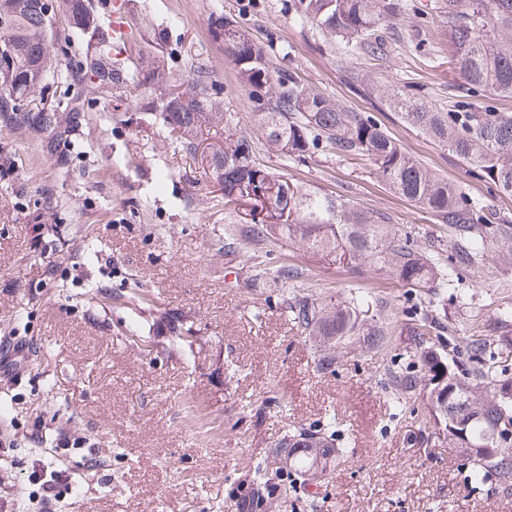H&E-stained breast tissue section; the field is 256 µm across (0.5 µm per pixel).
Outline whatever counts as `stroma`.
<instances>
[{
	"instance_id": "stroma-1",
	"label": "stroma",
	"mask_w": 512,
	"mask_h": 512,
	"mask_svg": "<svg viewBox=\"0 0 512 512\" xmlns=\"http://www.w3.org/2000/svg\"><path fill=\"white\" fill-rule=\"evenodd\" d=\"M141 34L165 29L175 59L199 55L214 69L240 125L261 140L236 68L209 36L218 15L233 16L265 42L269 59L293 69L343 105L375 117L404 148L447 178L478 206L512 220V196L499 192L447 146L406 125L371 84L452 104L458 74L440 0H404L386 23L384 51L352 55L312 24L297 20L298 0H129ZM85 121L66 166L43 153L38 138L0 133V345L25 344L20 367L0 371V502L42 512V468L60 473L63 502L50 512H242L250 477L246 459L264 456L290 425L336 416L344 457L302 488L273 496L268 512H512V492L494 482L471 485L450 449L421 445L414 418L428 394L391 418L390 373L407 363L411 344L390 337L382 350L356 341L334 372L286 312L285 288L271 279L282 264L307 273L306 284L331 303L364 287L391 305L403 289L385 274L337 264L334 257L268 241L225 248L234 217L199 156L175 149L152 116L126 125L109 96L80 87ZM270 162L289 180L388 213L421 246L448 229L420 206L392 194L369 161L328 148L305 160ZM51 197L49 210L39 207ZM97 257L76 258L81 235ZM58 238L56 251L44 240ZM160 310L199 327L194 359L165 353L167 323L143 324L159 350L143 358L124 342L138 316L127 298L133 283ZM101 297L88 301V290ZM448 303L457 329L512 341V322L490 325L512 309V283L463 281ZM239 373L226 379L224 368ZM283 394L286 407L275 404Z\"/></svg>"
}]
</instances>
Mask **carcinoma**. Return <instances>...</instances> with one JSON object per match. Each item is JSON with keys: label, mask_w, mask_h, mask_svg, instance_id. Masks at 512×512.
<instances>
[{"label": "carcinoma", "mask_w": 512, "mask_h": 512, "mask_svg": "<svg viewBox=\"0 0 512 512\" xmlns=\"http://www.w3.org/2000/svg\"><path fill=\"white\" fill-rule=\"evenodd\" d=\"M29 2L0 0V46L9 49L0 64L11 73L9 78L0 76V132L34 135L51 156L71 146L85 102L79 95L67 100L45 97L60 82L100 86L113 100L140 112L152 111L157 100L168 97L167 109L159 112L167 138L183 150L201 152L224 191V206L242 214L225 227L228 238L255 246L274 239L333 254L351 268L383 272L427 296L425 308L406 310L401 319L377 308L367 291L354 292L338 304L321 302L296 284L303 273L280 267L273 281L295 282L286 309L293 326L315 343L317 368L332 370L339 353L357 336L378 350L397 332L409 336L414 346L410 368L390 373L393 406L404 409L423 382H433L436 396L427 408L437 410L446 422L438 433L440 443L451 450L501 449L489 460L475 458L468 477L475 485L492 479L511 488L512 375L503 364V351H492L490 336H455L450 359L441 335L448 327V289L467 277L495 280L512 271V221L478 209L448 180L404 151L372 116L308 86L294 71L273 68L264 46L231 16L216 17L210 35L235 63L268 146L285 158L304 159L321 144L367 158L392 194L429 210L448 226V248L426 253L389 214L360 209L273 172L251 136L239 128L237 113L225 107L209 65L189 55L174 70L161 59L163 33L153 44L130 39L117 49L91 0H57L67 17L64 44L84 48L64 61L56 50L59 35L33 19ZM401 8L399 0H299L297 18L316 25L350 54L374 56L383 48L381 25L400 15ZM440 9L465 91L488 90L512 98V0H441ZM375 90L406 124L448 146L503 193H512L511 112H495L465 98L447 111L408 98L388 84ZM23 95L34 102L27 111L16 104ZM130 299L144 315L158 312L143 291L131 289ZM193 329L194 324L177 321L175 344L167 352L176 348L194 356L187 340ZM336 427V418L329 417L321 425L289 428L276 448L288 452L291 461L272 476L269 458L247 460L252 473L247 507L254 512L265 507L274 476L286 490L288 483L326 470Z\"/></svg>", "instance_id": "obj_1"}]
</instances>
